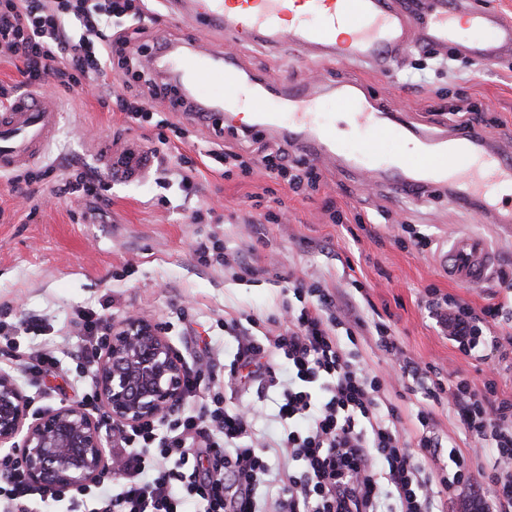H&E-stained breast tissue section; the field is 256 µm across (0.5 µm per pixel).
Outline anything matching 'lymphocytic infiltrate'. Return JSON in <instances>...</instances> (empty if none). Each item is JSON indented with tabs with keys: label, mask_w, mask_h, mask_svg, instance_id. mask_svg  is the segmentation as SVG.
Returning a JSON list of instances; mask_svg holds the SVG:
<instances>
[{
	"label": "lymphocytic infiltrate",
	"mask_w": 512,
	"mask_h": 512,
	"mask_svg": "<svg viewBox=\"0 0 512 512\" xmlns=\"http://www.w3.org/2000/svg\"><path fill=\"white\" fill-rule=\"evenodd\" d=\"M118 14L129 22L116 31ZM148 19L135 0H0V59L21 75L16 84L0 83V106L52 84L95 90L132 119L159 103L187 111L174 86L148 67L164 52L144 38ZM112 73L122 81L110 83ZM264 162L286 177L291 191L316 181L306 159L287 151L267 154ZM496 279L509 293L506 301L477 310L434 299L428 309L464 356L489 347L499 352L500 369L512 370L498 333L512 324V271L500 269ZM292 287L299 306L285 307L263 335L253 332L259 316L225 320L237 343L230 364L187 370L186 395L207 382L214 387L209 401L113 437L109 452L121 463L113 482L84 495L36 488L8 462L0 468V512H35L49 503L63 512H188L192 504L201 512H438L441 497H456L469 481L465 457L452 450L450 468H425L441 448L431 412L418 411L415 439L403 437L398 414L380 406L385 378L361 368L335 335L349 319L361 328L370 324L360 307L317 281L297 277ZM370 325L392 365L428 400L451 395L478 455L490 458L485 497L496 512H512V398L500 396L492 381L478 390L461 378L446 390L406 356L388 324ZM277 354L287 359V374L278 373ZM246 379L275 394L281 434L273 441L256 438L252 408L224 403L225 391ZM274 454L299 463V470L275 468Z\"/></svg>",
	"instance_id": "lymphocytic-infiltrate-1"
}]
</instances>
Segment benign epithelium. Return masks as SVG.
Masks as SVG:
<instances>
[{
    "instance_id": "7a95c632",
    "label": "benign epithelium",
    "mask_w": 512,
    "mask_h": 512,
    "mask_svg": "<svg viewBox=\"0 0 512 512\" xmlns=\"http://www.w3.org/2000/svg\"><path fill=\"white\" fill-rule=\"evenodd\" d=\"M185 363L157 323L128 314L112 323L95 362L94 390L121 433L174 411L184 398ZM30 399L0 371V450L19 463L28 482L60 490L86 488L118 472L107 452L101 418L81 405L29 414Z\"/></svg>"
}]
</instances>
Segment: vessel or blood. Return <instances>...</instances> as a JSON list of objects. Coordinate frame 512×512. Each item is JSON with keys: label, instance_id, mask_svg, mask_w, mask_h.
I'll return each mask as SVG.
<instances>
[{"label": "vessel or blood", "instance_id": "1", "mask_svg": "<svg viewBox=\"0 0 512 512\" xmlns=\"http://www.w3.org/2000/svg\"><path fill=\"white\" fill-rule=\"evenodd\" d=\"M169 24L191 26L198 20L220 28L238 42L259 43L279 52L296 49L321 60L340 58L379 71L411 48L446 49L457 41L459 53L489 62L512 54V21L499 14L471 9L467 0H429L426 9L409 8L404 0H168ZM467 24L472 36L458 40V24ZM160 63L187 76L194 89L208 83L225 88L224 104L211 116L223 120V107L250 113L242 127L263 126L302 144L311 157L338 149L341 135L334 117L324 115L318 92L307 86L281 83L277 103L261 94L245 96L236 70L219 51L168 48ZM339 113L350 120L349 133L360 145L346 158L352 172L385 171L395 195L413 199L425 192H442L449 201L479 206L507 224L512 215L502 212L499 191L512 190V154L492 147L483 132L457 131L444 136L420 132L421 140L439 144L436 152L403 151V123L387 122L382 112L358 95H337ZM58 107L46 97L22 96L0 113V172L10 171L40 157L60 121ZM392 140L394 149L382 154L377 144ZM114 171L135 178L148 167L146 154L131 146L115 152ZM438 263L455 283L477 288L485 284L495 264L489 241L471 231L458 232Z\"/></svg>", "mask_w": 512, "mask_h": 512}]
</instances>
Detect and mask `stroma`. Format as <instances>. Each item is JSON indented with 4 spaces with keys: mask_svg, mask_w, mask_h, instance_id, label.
Listing matches in <instances>:
<instances>
[{
    "mask_svg": "<svg viewBox=\"0 0 512 512\" xmlns=\"http://www.w3.org/2000/svg\"><path fill=\"white\" fill-rule=\"evenodd\" d=\"M147 35L163 43L191 35L201 51L233 52L243 77L322 88L328 113L336 109L337 89L353 88L395 119L446 134L455 129L449 106H470L481 114L495 145L512 151V58L475 62L452 49L444 54L414 50L380 74L346 61L293 60L288 53L233 41L203 24L190 32L158 21L149 24ZM49 95L61 106L62 118L44 157L28 167L38 176L33 190L91 170L99 177L106 205L100 217L86 220L87 200L66 194L47 199L32 215L26 197L0 180V318L13 322L28 314L43 316L48 333L19 336V350L46 348L59 360L41 387L28 386L33 410L79 404L94 391L92 377L84 375L74 357L79 312L102 311L114 321L138 313L165 327L187 366L213 356L227 364L236 342L225 332V320L253 313L279 317L295 301L284 282L291 274L350 292L364 313H377L406 354L433 367L444 384L461 376L479 388L492 378L499 393L512 397V372L497 371V352L482 360L464 356L425 304L430 288L476 309L502 302L505 292L495 284L466 288L448 279L437 255L449 237L474 230L492 243L500 265L512 267V231L468 206L449 204L442 193L398 200L387 189L345 172L335 155L316 162L318 191L286 193L259 164L281 144L270 133L225 131L226 146L258 161L247 178L226 177L202 165L210 137L202 127L194 142L173 136L162 146L172 171L184 156L198 163L195 191L183 192L176 177L161 179L156 170L140 180H117L103 156L131 141L147 148L158 145L154 118L131 121L103 108L90 93L53 88ZM278 197L287 219L258 223ZM329 202L342 212L343 223H329L324 213ZM415 231L431 239L430 248L415 245ZM201 241L220 242L229 262L246 260L255 275L236 281L223 266L201 264L194 253ZM337 335L366 372L386 368L388 356L371 328L358 327L350 334L341 328ZM412 387L411 378L400 377L381 394L382 406L394 408L400 417V433L410 437L419 430L416 414L424 403ZM432 410V428L443 446L437 464L443 467L448 449L465 451L476 442L465 435L451 403ZM468 463L469 485L444 502L443 512H485L481 488L488 461L472 456Z\"/></svg>",
    "mask_w": 512,
    "mask_h": 512,
    "instance_id": "35a3bbf8",
    "label": "stroma"
}]
</instances>
